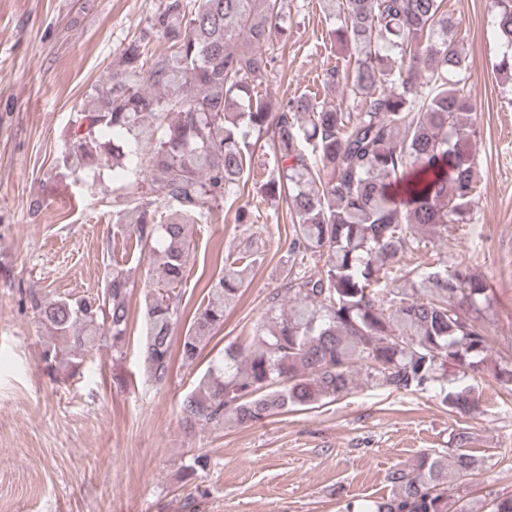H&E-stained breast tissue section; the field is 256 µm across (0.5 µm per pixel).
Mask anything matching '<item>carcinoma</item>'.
<instances>
[{
  "mask_svg": "<svg viewBox=\"0 0 512 512\" xmlns=\"http://www.w3.org/2000/svg\"><path fill=\"white\" fill-rule=\"evenodd\" d=\"M329 39L348 63L323 82L348 91L326 103L311 94L275 102L259 92L274 56L284 53L288 0H162L152 29L168 43L157 57L133 41L94 98L73 113L68 158L93 168L112 157L155 196L113 211L118 230L148 251L156 278L142 294L148 377H169L175 326L185 313L189 225L207 203H234L258 150L273 169L260 185L281 199L291 231L278 245L292 258L283 285L289 304L271 299L243 348L212 361L181 405L188 428L248 425L291 407L323 405L348 393L354 373L367 384L413 393L439 387L454 411L477 405L472 389L446 392L448 369L480 371L489 350L480 299L486 281L464 268L414 267L406 256L427 232L448 236L466 224L480 170L472 142L474 109L462 72L464 33L446 0H324ZM499 39L496 67L512 75V0H492ZM162 89L156 93L146 86ZM257 258L250 247L224 256L204 286L178 355L193 364ZM406 288L388 289V279ZM129 277L115 263L102 296L29 293L51 334L47 369L72 376L102 341L121 350L127 336ZM473 459L454 456L459 480ZM392 498L363 512H448V459L424 458L389 476Z\"/></svg>",
  "mask_w": 512,
  "mask_h": 512,
  "instance_id": "1",
  "label": "carcinoma"
}]
</instances>
